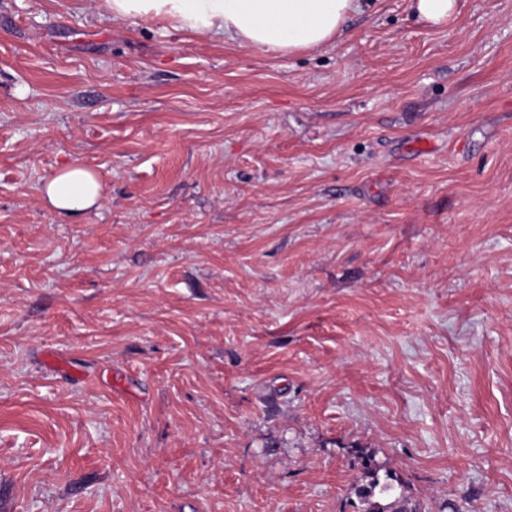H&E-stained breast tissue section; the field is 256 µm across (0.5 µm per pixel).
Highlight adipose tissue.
<instances>
[{
  "label": "adipose tissue",
  "instance_id": "obj_1",
  "mask_svg": "<svg viewBox=\"0 0 512 512\" xmlns=\"http://www.w3.org/2000/svg\"><path fill=\"white\" fill-rule=\"evenodd\" d=\"M112 20L161 19L176 28L280 53L314 50L341 32L357 0H101ZM54 211L82 215L98 206L102 185L91 169L71 163L41 188Z\"/></svg>",
  "mask_w": 512,
  "mask_h": 512
}]
</instances>
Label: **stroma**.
<instances>
[{
    "label": "stroma",
    "instance_id": "obj_1",
    "mask_svg": "<svg viewBox=\"0 0 512 512\" xmlns=\"http://www.w3.org/2000/svg\"><path fill=\"white\" fill-rule=\"evenodd\" d=\"M368 466L512 512V0L293 54L0 0V512H356ZM41 194L52 210L76 216L98 206L102 198V185L93 170L70 163L44 182Z\"/></svg>",
    "mask_w": 512,
    "mask_h": 512
}]
</instances>
